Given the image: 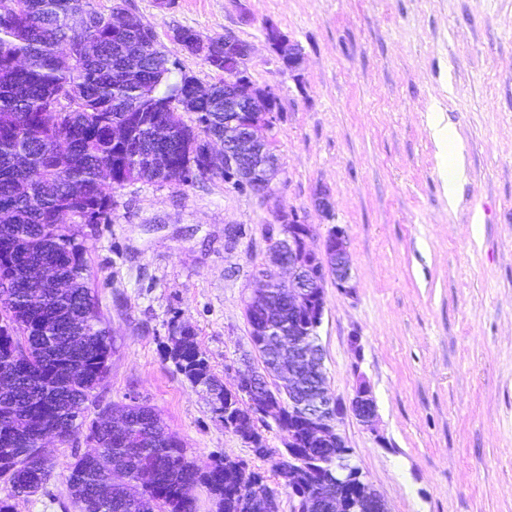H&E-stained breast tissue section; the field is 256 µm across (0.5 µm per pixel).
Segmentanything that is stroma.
Listing matches in <instances>:
<instances>
[{
  "label": "stroma",
  "mask_w": 512,
  "mask_h": 512,
  "mask_svg": "<svg viewBox=\"0 0 512 512\" xmlns=\"http://www.w3.org/2000/svg\"><path fill=\"white\" fill-rule=\"evenodd\" d=\"M128 2L203 84L220 73L173 30L250 44V78L280 89V172L264 198L220 177L131 182L111 192V223L74 225L112 338L86 418L149 405L200 469L243 462L292 512L275 458L225 428L167 348L175 327L190 328L235 389L251 350L244 301L280 230L275 213L295 211L313 250L331 227L346 231L353 291L326 280L319 336L331 392L349 400L363 380L376 403L373 428L350 414L341 425L365 480L390 512H512V0ZM269 20L300 44L296 72L267 43ZM436 100L454 132L446 145L427 123ZM89 449L82 434L48 441L51 477L15 512H65L63 469Z\"/></svg>",
  "instance_id": "stroma-1"
}]
</instances>
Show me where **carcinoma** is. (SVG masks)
Returning a JSON list of instances; mask_svg holds the SVG:
<instances>
[{
  "label": "carcinoma",
  "mask_w": 512,
  "mask_h": 512,
  "mask_svg": "<svg viewBox=\"0 0 512 512\" xmlns=\"http://www.w3.org/2000/svg\"><path fill=\"white\" fill-rule=\"evenodd\" d=\"M0 18V481L7 489L0 512L44 488L52 465L36 452L41 429L80 433L91 392L109 373L110 331L90 287L84 245L73 224L112 222V196L102 182L109 164L127 180L164 182L200 163L209 139L224 129V83L195 97V124L178 112L179 96L194 89L172 80L177 62L145 50L137 28L114 25V12L95 0H14ZM87 19L80 31L70 17ZM94 36L97 52L64 66L58 48ZM205 63L224 71V37L207 38ZM24 61L21 68L12 62ZM153 97L145 98V91ZM161 117L182 141L158 143L149 121ZM127 125L132 139L112 145V125ZM65 141L67 160L50 153ZM53 268L68 283L60 292L33 280L28 269ZM168 355L194 386L206 389L212 412L251 441L255 453L272 452L258 430L262 419L216 379L193 331L173 332ZM91 453L66 466L70 505L78 512H199L206 494L215 512H263L224 461L202 471L159 413L144 404L122 407L114 423L98 414L88 427ZM285 457L275 471L298 496L313 485Z\"/></svg>",
  "instance_id": "carcinoma-1"
}]
</instances>
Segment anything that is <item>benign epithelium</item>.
Returning a JSON list of instances; mask_svg holds the SVG:
<instances>
[{
  "instance_id": "benign-epithelium-1",
  "label": "benign epithelium",
  "mask_w": 512,
  "mask_h": 512,
  "mask_svg": "<svg viewBox=\"0 0 512 512\" xmlns=\"http://www.w3.org/2000/svg\"><path fill=\"white\" fill-rule=\"evenodd\" d=\"M268 43L277 54L283 68L292 73L301 62V52L296 43L283 34L271 20L265 22ZM96 46L87 43L76 49L71 45L61 48V60L67 64L78 58L94 55ZM279 93L276 89L260 87L247 74L246 62L236 65L233 71H224V133L209 140L204 153V162L193 170L222 171L224 182L234 188L245 186L259 196L271 189L277 163L268 132L279 120ZM275 223L288 229L270 236L269 257L271 266L259 271L264 281L246 301L245 315L268 314L273 306L269 299V282L280 285L281 292L288 294V313H296L306 304L310 296H318L319 315L313 325L298 328L288 320V331L284 332L272 324L265 325L264 349L274 357L278 370L275 372L276 388L288 395V410L297 418L305 430L310 444L309 453L319 458L324 447L336 446V455L352 460L351 451L341 433L340 423L346 412L364 426L370 427L376 418V406L369 386L360 382L349 403L335 397L325 386V368L321 348L311 336L321 326L324 314L323 288L327 275H332L336 288L350 290V260L346 235L343 228L332 227L325 238L320 260H310L305 241L293 234V229L305 224V219L296 211L279 212ZM270 375L251 365L238 371L236 390L244 395V401L258 407V416L270 415L271 409L261 405L265 397L263 390L271 389ZM360 478L362 472L351 470L331 478L319 471L318 493L306 498L304 512H334L341 503L342 485L346 476ZM361 512H389L383 497L367 482H360Z\"/></svg>"
}]
</instances>
